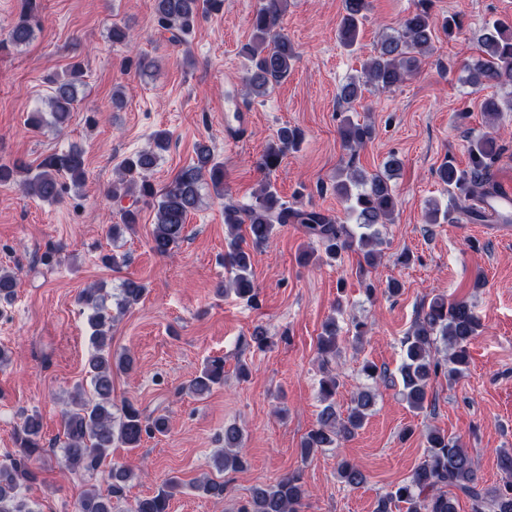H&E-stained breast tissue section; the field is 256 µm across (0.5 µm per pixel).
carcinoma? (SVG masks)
Returning <instances> with one entry per match:
<instances>
[{
  "label": "carcinoma",
  "mask_w": 512,
  "mask_h": 512,
  "mask_svg": "<svg viewBox=\"0 0 512 512\" xmlns=\"http://www.w3.org/2000/svg\"><path fill=\"white\" fill-rule=\"evenodd\" d=\"M286 0H262L251 18L252 41L244 47L248 65L244 87L249 95L263 96L271 88L288 78L296 53L294 46L280 32V19ZM224 0H154L153 11L157 26L171 33L172 40L182 42L197 19L207 12H218ZM343 15L337 30L342 47L353 49L358 41L359 28L369 10V0H342ZM39 27L37 0H21L18 19L5 37L0 39V52L28 45ZM402 32L384 38L363 66L362 79H352L342 86L340 99L350 103L359 96L361 85L386 89L403 82L416 73L422 56L433 49L437 32L451 37L458 28L455 17L436 24L431 14V0H417L416 7L401 22ZM480 54L466 64V81L475 89L485 86L512 88V23L495 20L483 26L477 35ZM52 85L48 111L30 113L28 126L38 131L47 124L62 127L68 121L78 88L83 83L81 63L71 64L62 76L48 78ZM483 112L498 118L512 112V96H489L482 102ZM338 133L346 150L356 153L373 136V128L346 116ZM302 133L296 127L285 125L278 129L257 168L270 176L287 155L297 151ZM169 145V134L164 130L153 134L149 148L138 151L120 164L119 186H112L111 196L120 199L133 197L132 203L120 209L121 223L112 225V234L121 229L132 231L139 223L140 205L151 204L155 221L151 232V249L159 256L168 255L184 239L188 214L200 203V186L210 182L217 195H224V163L218 161L206 146L196 151L192 164L180 170L164 188L157 189L149 173L156 165L160 152ZM502 147L493 137L474 141L469 149L470 166L458 168L450 159L437 169L439 181L456 198L462 215L470 220L483 218V213L470 202H484L494 194L492 167L501 155ZM86 178L83 152L70 149L52 153L34 168L15 162L0 164V185H16L24 192L47 202L62 198L69 187H80ZM333 191L346 204L347 214L360 229L350 231L346 225L331 217L302 207H290L282 200L271 180L262 181L253 193V201L245 206H224V223L231 231V240L225 254L230 269L229 287L242 298H255L252 279L253 252L261 251L277 229L288 224H299L304 233L318 241L323 253L304 251L299 263L311 261L332 263L342 254L354 251L361 256L359 273L368 276L376 265L383 244L379 227L394 223L397 208L395 191L390 177L367 176L353 169L336 174ZM246 231V236L239 234ZM17 286L13 274L0 271V303L8 304ZM145 292L144 285L132 279L123 282L117 311L124 312L138 304ZM79 301L90 310L93 327V350L87 360L92 393L78 396L73 409L64 414V446L62 461L71 472L78 474L97 471L112 445L119 444L131 450L140 447L143 438L164 435L168 420L163 416L143 417L130 399H125L121 415L112 413V370H130L133 359L128 354L114 355L111 350L110 330L114 316L106 306V294L101 284L83 289ZM480 322L471 306L464 300L450 301L435 296L420 306L403 341L404 360L400 367L402 396L413 411H421L427 402L432 380L440 375L454 380L464 374L469 364L468 344L478 334ZM444 343L451 353L438 357V343ZM336 318H329L318 336L317 350L323 363L336 357L339 350ZM224 384V358L206 360L200 375L189 381L188 391L203 396L215 385ZM337 381L334 376L322 378L319 398L323 407L316 425L301 443V455L330 448L339 440L354 436L365 423L377 398L376 390L359 391L346 415L336 410ZM41 419L37 414L27 416L15 434L16 451L0 460V512H38L23 496L24 484L35 482L39 470L34 464L44 452ZM242 430L236 425L224 427V447L213 456L214 468L220 472L243 471L248 466L240 450ZM425 460L413 471L410 479L394 486L382 496L376 512H457V494L470 502V512H512V479L486 489L480 486L473 459L457 442L447 435L431 430L426 435ZM340 482L350 487L363 484L366 476L353 461L343 458L337 465ZM132 470L123 464H114L108 471L107 493L95 489L85 491L75 504V512H116L114 502L124 497ZM181 487L176 477L168 478L161 490L151 497L136 501L133 512H169V502ZM195 490L216 498H224L226 485L220 478L204 477ZM306 495L302 474L294 472L272 484L252 489L249 500L238 512H299Z\"/></svg>",
  "instance_id": "carcinoma-1"
}]
</instances>
